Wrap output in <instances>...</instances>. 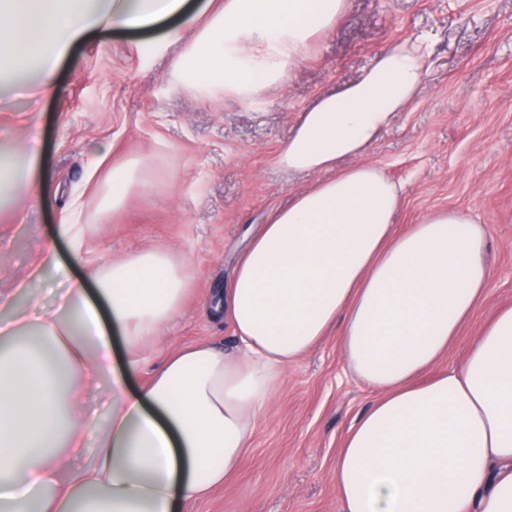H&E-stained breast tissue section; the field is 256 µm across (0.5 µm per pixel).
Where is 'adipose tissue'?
I'll use <instances>...</instances> for the list:
<instances>
[{
	"instance_id": "obj_1",
	"label": "adipose tissue",
	"mask_w": 512,
	"mask_h": 512,
	"mask_svg": "<svg viewBox=\"0 0 512 512\" xmlns=\"http://www.w3.org/2000/svg\"><path fill=\"white\" fill-rule=\"evenodd\" d=\"M187 0H0V59L54 72L102 24L151 27ZM346 0H224L173 63L205 95L263 100L289 80ZM425 50L398 42L357 79L319 95L277 156L315 184L274 209L224 285L220 312L236 353L203 342L169 353L138 391L127 377L180 313L185 256L156 248L73 277L84 227L42 241L0 321V512H182L239 467L288 366L332 329L347 366L377 398L350 427L331 480L343 512H512V307L474 337L461 367L418 377L447 351L491 278L482 225L455 211L394 228L400 197L373 165H355L421 84ZM38 137L0 156V191L37 202ZM126 350L112 361L110 330ZM105 384L103 421L84 411L87 376ZM96 453L80 469L88 443Z\"/></svg>"
}]
</instances>
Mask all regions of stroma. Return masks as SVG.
<instances>
[{"label": "stroma", "instance_id": "35a3bbf8", "mask_svg": "<svg viewBox=\"0 0 512 512\" xmlns=\"http://www.w3.org/2000/svg\"><path fill=\"white\" fill-rule=\"evenodd\" d=\"M196 29L183 22L174 43L114 29L80 40L56 68L51 99L11 94L24 76L0 63V149L37 123L47 176L39 205L0 202V257L8 264L0 292L80 201L92 244L86 267L156 247L188 258L183 309L129 379L132 389L184 345L232 349L214 305L246 233L313 181L276 162L302 110L356 79L389 45L410 40L427 49L422 87L363 161L398 186V228L448 210L484 228L490 285L435 369L462 365L480 328L512 305V0H347L291 79L255 103L176 80L172 64ZM129 159L141 162L138 186L120 208L99 211L113 164ZM374 399L329 333L289 365L237 472L189 512H341L330 472L347 430Z\"/></svg>", "mask_w": 512, "mask_h": 512}]
</instances>
